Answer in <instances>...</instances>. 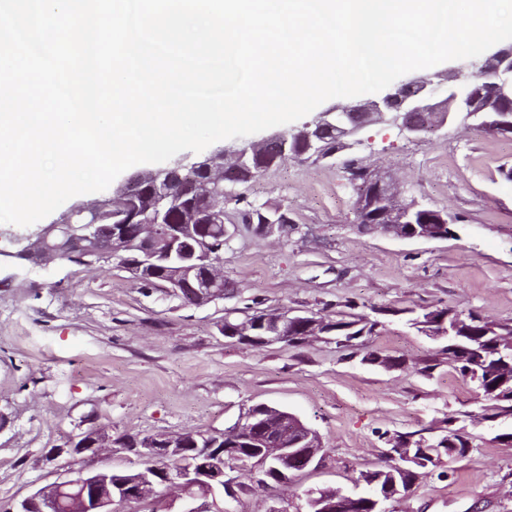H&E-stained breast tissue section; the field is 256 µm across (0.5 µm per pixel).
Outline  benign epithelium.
Segmentation results:
<instances>
[{
	"mask_svg": "<svg viewBox=\"0 0 512 512\" xmlns=\"http://www.w3.org/2000/svg\"><path fill=\"white\" fill-rule=\"evenodd\" d=\"M492 74L489 94L474 88L472 82L447 88L428 74H417L401 83L379 100L351 107L334 106L290 131L275 132L257 144L238 148L228 145L189 161L175 160L166 168L139 173L112 192V196L93 204H75L52 224L28 234L0 231L15 245L12 251L0 248V258L17 259L20 254L35 256L46 264L65 257V240L77 236L78 226L86 229L82 238L89 241L94 254L118 259L131 270H146L152 279L170 285L185 302L195 305L224 297L226 282L219 268L223 245L210 236L212 225L221 224L224 237H231L224 224V168L239 170L254 161L283 158L291 144L305 145L302 157L325 160L336 151L328 150L327 135L336 134L338 143L347 148L361 144L360 133L373 124H388L399 129L409 140L423 138L449 122L475 123L487 131L512 136V113L499 105L512 100V44L490 55L465 62L455 69L457 77L477 78ZM370 189L356 195L354 210L358 223L379 229L397 238L434 240L446 237L444 228L451 223L446 212L407 201L402 191L385 172L367 170ZM147 187V204H134L138 191ZM191 193L209 204L206 214L194 210L182 213L178 224L167 223L170 201ZM137 222L138 244L126 248V225ZM446 318L432 314L420 324L421 330L435 338L450 336ZM332 322L324 317L290 316L278 311H259L227 326L219 325L226 336L257 346L277 342H305L311 337L331 335ZM249 427L237 425L218 434L173 433L137 436L130 452L140 459V467L124 476H114L109 469L81 472L73 479L53 483L22 498L11 512H53L64 488L76 492L79 512H119L117 506L148 501L161 484L179 485L189 493L190 506L184 512H209V496L217 490L231 499L239 487L234 472L237 463L224 460V437L253 449L256 460L252 474L254 486L267 491L273 482L267 463L277 464L282 479L296 469L317 468L324 453L317 431L291 412L267 404H257L245 414ZM123 441L103 428H95L70 437L64 446L54 449L53 459L88 453L94 457L101 448L121 450ZM412 460L411 452L399 444L386 452L388 468L404 471ZM356 497L343 492L331 499L318 491L306 498L309 512H346Z\"/></svg>",
	"mask_w": 512,
	"mask_h": 512,
	"instance_id": "benign-epithelium-1",
	"label": "benign epithelium"
}]
</instances>
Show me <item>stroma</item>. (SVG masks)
Masks as SVG:
<instances>
[{
    "label": "stroma",
    "instance_id": "35a3bbf8",
    "mask_svg": "<svg viewBox=\"0 0 512 512\" xmlns=\"http://www.w3.org/2000/svg\"><path fill=\"white\" fill-rule=\"evenodd\" d=\"M359 147L323 162L288 158L225 200L224 298L187 304L117 263H0V507L89 468L127 470L101 451L60 468L50 451L100 426L113 435L224 431L266 403L300 417L326 448L320 468L275 496L302 512L303 492L352 490L382 465L392 437L470 436L467 457L419 470L388 512H512V419L481 421L476 386L448 364L447 339L411 321L456 308L512 324V137L450 123L421 141L374 124ZM390 173L425 207L455 218L454 236L400 239L357 224L346 164ZM287 210L285 234L259 235L243 205ZM379 320L344 349L314 338L256 347L224 337L231 311ZM381 355L365 362L367 352Z\"/></svg>",
    "mask_w": 512,
    "mask_h": 512
}]
</instances>
